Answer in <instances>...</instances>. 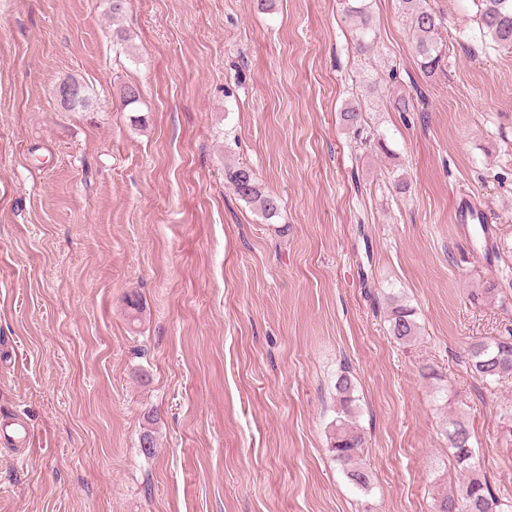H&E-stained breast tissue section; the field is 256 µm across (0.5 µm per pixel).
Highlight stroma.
I'll list each match as a JSON object with an SVG mask.
<instances>
[{"label":"stroma","mask_w":512,"mask_h":512,"mask_svg":"<svg viewBox=\"0 0 512 512\" xmlns=\"http://www.w3.org/2000/svg\"><path fill=\"white\" fill-rule=\"evenodd\" d=\"M364 4L367 53L340 0H128L117 20L110 0H0V512H430L461 483L453 414L512 495V383L467 358L512 330V51L482 47L474 0H430L448 53L427 74L399 0ZM71 76L90 111L57 102ZM350 106L380 144L357 147ZM238 163L281 199L273 223L226 184ZM467 201L487 267L454 222ZM344 371L365 490L328 447ZM455 222L457 224H461L465 230V233H469V226H473L471 229H475L480 235L486 238H489L493 232V229L489 224L482 223L487 221L483 218L481 210H479L477 207L468 206L465 204L459 205L455 211ZM415 311L407 304L391 303L389 319L391 332L401 344H411L419 335V326L415 320Z\"/></svg>","instance_id":"35a3bbf8"}]
</instances>
